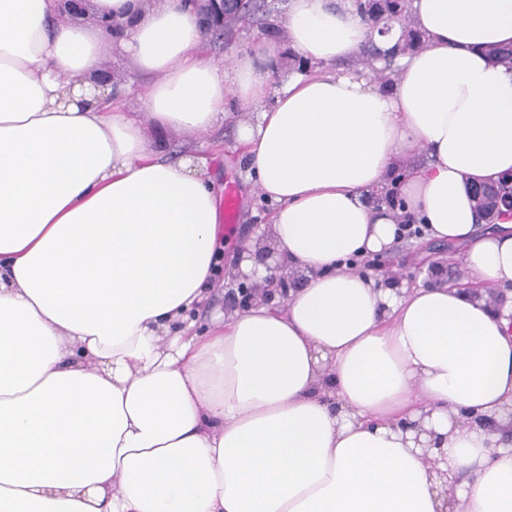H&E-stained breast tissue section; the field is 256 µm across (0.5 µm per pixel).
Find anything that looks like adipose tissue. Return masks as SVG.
I'll return each instance as SVG.
<instances>
[{"label": "adipose tissue", "mask_w": 512, "mask_h": 512, "mask_svg": "<svg viewBox=\"0 0 512 512\" xmlns=\"http://www.w3.org/2000/svg\"><path fill=\"white\" fill-rule=\"evenodd\" d=\"M410 10L405 52L355 0H288L307 67L274 89L279 47L212 62L192 0H0V512H512V306L350 265L404 220L512 286V212L469 192L512 172V0ZM111 47L136 111L96 84ZM230 96L304 280L201 335L220 198L147 131L211 133Z\"/></svg>", "instance_id": "obj_1"}]
</instances>
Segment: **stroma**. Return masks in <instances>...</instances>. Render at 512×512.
Listing matches in <instances>:
<instances>
[{"label": "stroma", "mask_w": 512, "mask_h": 512, "mask_svg": "<svg viewBox=\"0 0 512 512\" xmlns=\"http://www.w3.org/2000/svg\"><path fill=\"white\" fill-rule=\"evenodd\" d=\"M266 14L237 23L226 32L221 40L209 43L208 53L223 66H230L235 54L251 49L263 36L284 41L283 19L288 0H266ZM151 138L161 156L177 157L206 152L212 163L210 172L217 187L234 184L237 188V220L228 230L229 244L224 250L222 269L216 276V283L207 295L202 309L195 313L196 328L206 331L210 325L209 316L215 311H224L228 306L227 292L234 288L233 274L237 270L238 257L244 247L260 242L259 230L272 210L271 203L262 196L253 182L244 175V162L235 141V125L226 121L224 126L202 139L183 133H152ZM379 268L391 272L396 285L412 288L429 286L436 280V272L446 268L455 278L468 280L469 275L463 264V249L454 244L441 245L408 238L389 253L377 260Z\"/></svg>", "instance_id": "stroma-1"}]
</instances>
